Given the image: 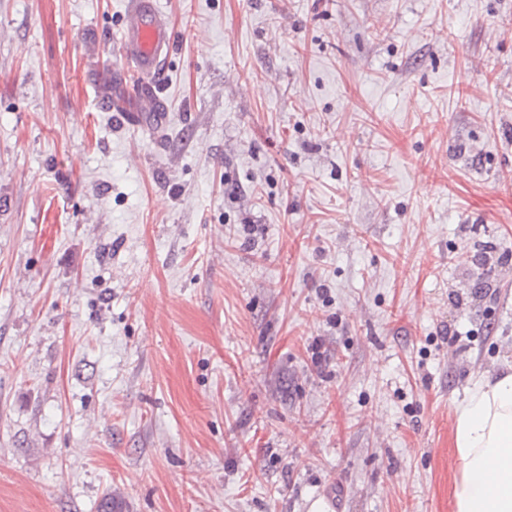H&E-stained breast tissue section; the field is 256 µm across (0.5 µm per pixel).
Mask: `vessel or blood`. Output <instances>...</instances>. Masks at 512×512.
Returning a JSON list of instances; mask_svg holds the SVG:
<instances>
[{
	"label": "vessel or blood",
	"mask_w": 512,
	"mask_h": 512,
	"mask_svg": "<svg viewBox=\"0 0 512 512\" xmlns=\"http://www.w3.org/2000/svg\"><path fill=\"white\" fill-rule=\"evenodd\" d=\"M119 35L121 57L140 81L141 100L154 106L157 83L167 69L173 43L157 0H125Z\"/></svg>",
	"instance_id": "obj_1"
}]
</instances>
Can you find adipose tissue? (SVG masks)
Returning a JSON list of instances; mask_svg holds the SVG:
<instances>
[{
	"mask_svg": "<svg viewBox=\"0 0 512 512\" xmlns=\"http://www.w3.org/2000/svg\"><path fill=\"white\" fill-rule=\"evenodd\" d=\"M454 512H512V368L474 380L455 410Z\"/></svg>",
	"mask_w": 512,
	"mask_h": 512,
	"instance_id": "ef3b65f1",
	"label": "adipose tissue"
}]
</instances>
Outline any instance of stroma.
<instances>
[{"label": "stroma", "instance_id": "stroma-1", "mask_svg": "<svg viewBox=\"0 0 512 512\" xmlns=\"http://www.w3.org/2000/svg\"><path fill=\"white\" fill-rule=\"evenodd\" d=\"M0 0V512H453L512 367V0ZM119 30L121 57L138 79L142 112H154L157 83L172 53L173 37L169 23L160 10L158 0H124Z\"/></svg>", "mask_w": 512, "mask_h": 512}]
</instances>
